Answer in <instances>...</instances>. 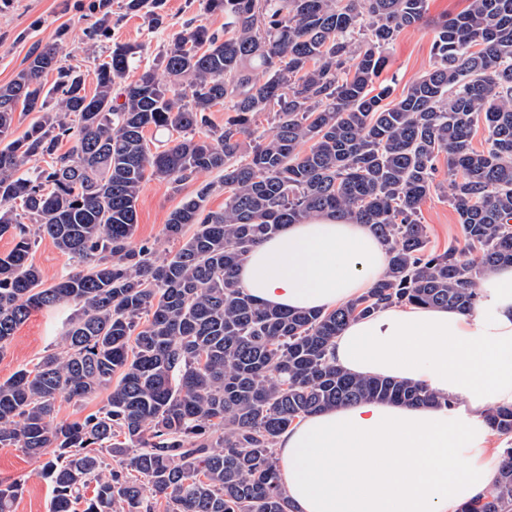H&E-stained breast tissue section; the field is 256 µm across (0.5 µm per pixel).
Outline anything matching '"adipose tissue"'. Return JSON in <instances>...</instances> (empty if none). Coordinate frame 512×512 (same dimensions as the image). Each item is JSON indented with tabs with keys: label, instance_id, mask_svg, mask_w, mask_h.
Wrapping results in <instances>:
<instances>
[{
	"label": "adipose tissue",
	"instance_id": "ef3b65f1",
	"mask_svg": "<svg viewBox=\"0 0 512 512\" xmlns=\"http://www.w3.org/2000/svg\"><path fill=\"white\" fill-rule=\"evenodd\" d=\"M386 267L366 225L315 216L253 247L238 280L266 306L332 310L367 294ZM332 356L352 374L419 383L450 403L366 400L288 426L276 448L297 512H459L488 492L501 454L487 415L512 406V266L482 277L475 310L385 307L345 326Z\"/></svg>",
	"mask_w": 512,
	"mask_h": 512
}]
</instances>
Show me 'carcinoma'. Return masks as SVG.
<instances>
[{"label":"carcinoma","instance_id":"obj_1","mask_svg":"<svg viewBox=\"0 0 512 512\" xmlns=\"http://www.w3.org/2000/svg\"><path fill=\"white\" fill-rule=\"evenodd\" d=\"M200 2L224 14V30L190 25L135 79L139 44L113 43L89 93L48 42L0 85V237L12 240L0 254V351L33 312L73 307L65 349L0 382V446L44 459L50 512H294L275 444L295 420L363 400L450 404L336 367L343 327L388 306L469 312L480 271L512 265V0H469L436 20L427 0ZM162 3L124 9L157 25ZM92 10L87 51L109 38L112 0ZM419 25L434 32L433 64L390 102L377 85L385 50ZM18 112L38 113L20 136ZM261 112L273 126L256 137ZM148 130L167 139L152 148ZM46 156L49 167L28 166ZM441 156L461 173L450 202L476 263L430 248L417 219ZM212 171L220 180L197 184L168 216L175 250L161 258L155 244H133L147 181L178 191ZM220 190L224 207L209 209ZM322 214L367 224L386 246L368 294L292 311L239 287L253 246ZM44 237L73 262L50 285L31 261ZM103 392L83 419L54 420L58 401ZM488 424L511 441L512 407L491 409ZM24 485L0 481V512ZM460 512H512L511 445L489 491Z\"/></svg>","mask_w":512,"mask_h":512}]
</instances>
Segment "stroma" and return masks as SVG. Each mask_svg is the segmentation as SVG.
Masks as SVG:
<instances>
[{
    "label": "stroma",
    "instance_id": "stroma-1",
    "mask_svg": "<svg viewBox=\"0 0 512 512\" xmlns=\"http://www.w3.org/2000/svg\"><path fill=\"white\" fill-rule=\"evenodd\" d=\"M90 0H0V84L13 78L21 69L27 51L37 41L57 40L59 30H66L61 43L63 63L80 67L85 75L87 89L95 87V63L83 49L82 39L91 19L87 6ZM123 0H112V13L119 21L112 27V39L143 45L140 69L157 65L170 36L181 31L186 21L195 19L214 29H222L224 17L208 14L198 0H165L164 23L153 29L140 16L124 15ZM433 32L420 26L402 31L386 50L389 65L381 75L390 85L394 96H401L408 86L430 69ZM435 187L423 202L419 221L425 224L430 245L436 250L454 245L464 249L465 257L477 259V249L468 247L450 204L448 168L438 161ZM183 198L170 184L159 180L148 181L137 203L138 226L135 242H158L160 251L171 250V243L163 236L169 213ZM61 312L39 311L21 325L4 350L0 351V381L16 370L30 367L39 357L61 344ZM41 460L29 457L17 448L0 447V480L17 477L26 480L24 490L17 498L13 512H49L51 491L41 475Z\"/></svg>",
    "mask_w": 512,
    "mask_h": 512
}]
</instances>
